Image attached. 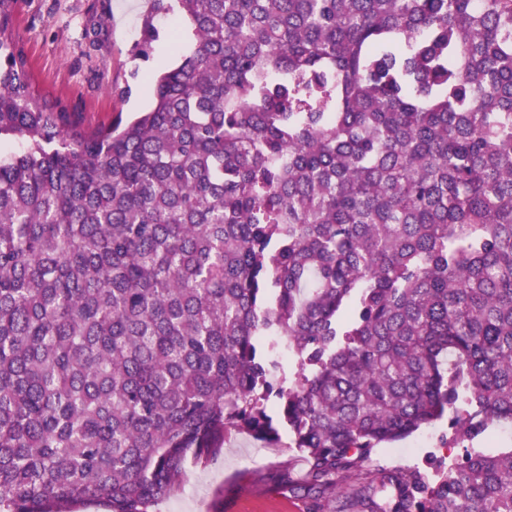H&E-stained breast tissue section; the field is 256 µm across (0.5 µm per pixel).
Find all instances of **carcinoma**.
Wrapping results in <instances>:
<instances>
[{"mask_svg":"<svg viewBox=\"0 0 512 512\" xmlns=\"http://www.w3.org/2000/svg\"><path fill=\"white\" fill-rule=\"evenodd\" d=\"M0 0V512H155L232 434L306 512H512V0H153L192 48L93 132ZM452 430L448 418L422 428L407 439L394 445L396 448H377L373 456L375 462L384 466L428 468L432 457L448 462L460 458L466 450L475 449L491 454L512 450V425L496 426L472 441L448 442L444 448L443 439H450ZM467 446L468 448H464Z\"/></svg>","mask_w":512,"mask_h":512,"instance_id":"carcinoma-1","label":"carcinoma"}]
</instances>
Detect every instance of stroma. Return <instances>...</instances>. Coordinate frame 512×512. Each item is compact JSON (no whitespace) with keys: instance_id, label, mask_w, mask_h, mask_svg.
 I'll return each mask as SVG.
<instances>
[{"instance_id":"stroma-1","label":"stroma","mask_w":512,"mask_h":512,"mask_svg":"<svg viewBox=\"0 0 512 512\" xmlns=\"http://www.w3.org/2000/svg\"><path fill=\"white\" fill-rule=\"evenodd\" d=\"M148 0H18L15 29L31 60L34 85L50 101L74 108L85 130L109 125L114 113L150 108L143 73L178 63L186 42H173L168 23L149 58L136 54ZM447 421L423 428L393 448H379L384 466L427 467L472 448L491 454L512 450V425L496 426L469 443L453 441ZM256 455L261 463L244 467ZM292 452L269 448L248 435L232 437L208 465H190L192 492L161 502L156 512H303L304 504L282 481Z\"/></svg>"}]
</instances>
